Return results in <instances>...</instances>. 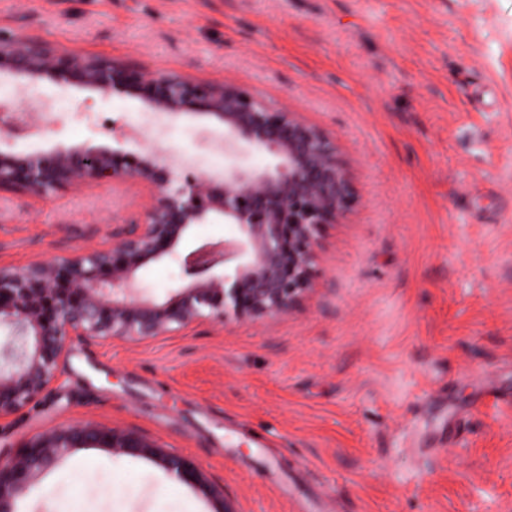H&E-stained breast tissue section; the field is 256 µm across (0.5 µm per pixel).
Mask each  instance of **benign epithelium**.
<instances>
[{"mask_svg": "<svg viewBox=\"0 0 512 512\" xmlns=\"http://www.w3.org/2000/svg\"><path fill=\"white\" fill-rule=\"evenodd\" d=\"M17 86L50 78L96 90L136 95L165 116L204 115L224 126V172L179 173L158 149L121 153L57 147L21 154L0 149V191L44 196L59 188L132 180L141 184L137 217L112 233V245L64 260L0 266V419L36 400L56 378L75 340L146 339L208 320L276 318L311 289L318 234L337 224L353 201L350 172L336 138L299 113L272 110L232 81L214 83L147 72L107 58L60 51L24 32H0V79ZM40 108L27 104L22 137ZM255 154L274 163L244 164ZM234 224L240 236L224 248L204 247L184 259V283L159 302L139 278L151 260L177 258L197 224ZM96 444L117 455L157 457L175 480L222 496L200 463L164 451L133 430L76 422L31 441L0 464V512L71 448Z\"/></svg>", "mask_w": 512, "mask_h": 512, "instance_id": "obj_1", "label": "benign epithelium"}]
</instances>
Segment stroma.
Segmentation results:
<instances>
[{
    "label": "stroma",
    "mask_w": 512,
    "mask_h": 512,
    "mask_svg": "<svg viewBox=\"0 0 512 512\" xmlns=\"http://www.w3.org/2000/svg\"><path fill=\"white\" fill-rule=\"evenodd\" d=\"M0 29L143 70L234 80L335 135L356 201L288 314L76 341L0 420V460L76 421L199 461L69 449L18 512H512V0H0ZM52 133L0 148L130 151L220 171L224 127L44 79ZM139 185L0 193V265L111 242Z\"/></svg>",
    "instance_id": "stroma-1"
}]
</instances>
